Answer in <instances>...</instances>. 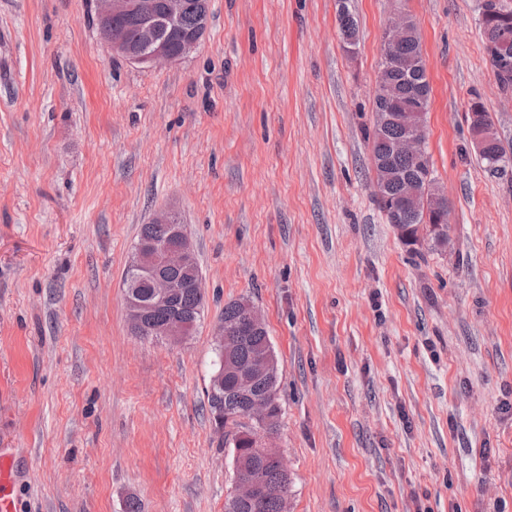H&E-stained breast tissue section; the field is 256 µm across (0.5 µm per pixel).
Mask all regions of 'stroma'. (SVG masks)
Wrapping results in <instances>:
<instances>
[{"label": "stroma", "instance_id": "1", "mask_svg": "<svg viewBox=\"0 0 512 512\" xmlns=\"http://www.w3.org/2000/svg\"><path fill=\"white\" fill-rule=\"evenodd\" d=\"M209 0L191 54L112 52L96 0H0V448L16 512H224L236 485L206 389L226 303L249 298L282 372L290 512H512V90L480 0ZM432 88L451 245L411 246L374 194L371 88L395 9ZM173 211L202 269L188 340L132 333L122 278ZM348 0H339L337 21L344 44H357L358 24L354 14L349 8ZM469 112H482L481 114L487 126L491 129L490 140L489 132L482 120L476 121L473 131H470L473 144L478 150H480L479 155L485 166L493 173H506V154L493 131V124L489 113L485 112L483 106L477 102L470 106ZM488 140V147L483 149L488 143Z\"/></svg>", "mask_w": 512, "mask_h": 512}]
</instances>
